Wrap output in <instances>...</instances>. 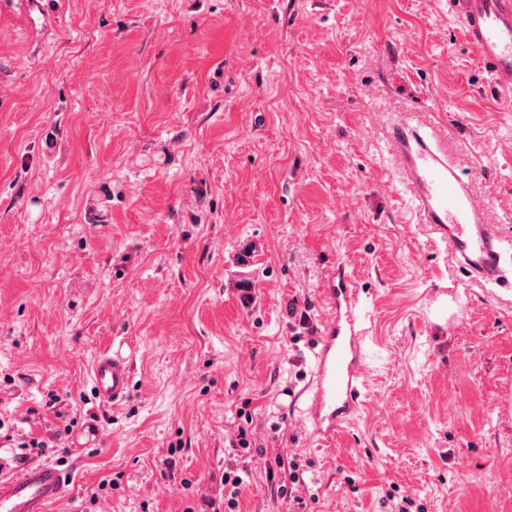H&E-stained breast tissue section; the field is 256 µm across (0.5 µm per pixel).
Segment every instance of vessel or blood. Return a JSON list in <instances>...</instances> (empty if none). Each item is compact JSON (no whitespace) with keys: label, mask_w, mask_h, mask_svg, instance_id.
Returning a JSON list of instances; mask_svg holds the SVG:
<instances>
[{"label":"vessel or blood","mask_w":512,"mask_h":512,"mask_svg":"<svg viewBox=\"0 0 512 512\" xmlns=\"http://www.w3.org/2000/svg\"><path fill=\"white\" fill-rule=\"evenodd\" d=\"M448 14L488 73L492 89L512 95V0H448ZM388 146L422 224L447 246L452 264L469 283L483 288L502 283L512 238L480 202L474 184L462 177L447 138L418 117L391 123ZM320 293L330 315L316 338L313 376L294 400L302 405L303 424L326 441L366 405L369 347L367 315L344 266H337ZM130 369L122 355L97 358L92 377L101 402L117 404L127 398ZM65 487V476L55 465H27L11 477H0V512H46Z\"/></svg>","instance_id":"obj_1"}]
</instances>
